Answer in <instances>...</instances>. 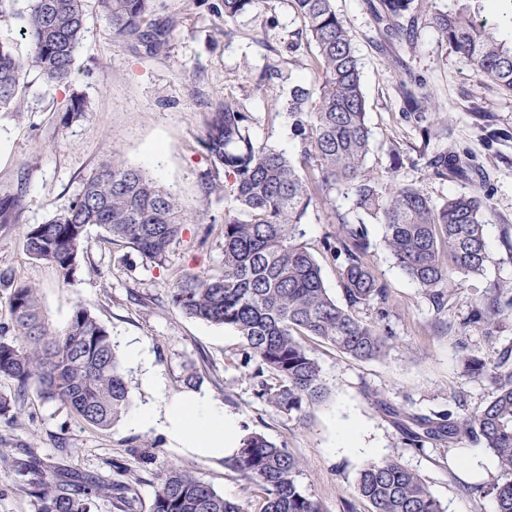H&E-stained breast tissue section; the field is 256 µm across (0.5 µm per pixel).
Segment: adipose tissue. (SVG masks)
I'll list each match as a JSON object with an SVG mask.
<instances>
[{"mask_svg": "<svg viewBox=\"0 0 512 512\" xmlns=\"http://www.w3.org/2000/svg\"><path fill=\"white\" fill-rule=\"evenodd\" d=\"M131 422L142 428L162 427L175 448L222 454L232 450V428L223 405L201 394L168 403L161 411L137 408Z\"/></svg>", "mask_w": 512, "mask_h": 512, "instance_id": "ef3b65f1", "label": "adipose tissue"}]
</instances>
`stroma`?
Returning <instances> with one entry per match:
<instances>
[{"label": "stroma", "mask_w": 512, "mask_h": 512, "mask_svg": "<svg viewBox=\"0 0 512 512\" xmlns=\"http://www.w3.org/2000/svg\"><path fill=\"white\" fill-rule=\"evenodd\" d=\"M221 7V0H157L154 20L170 24L171 30L166 53L156 56L89 18L67 83L50 86L36 72L24 75L23 112L0 111V198L23 193L18 207L0 214V269H12L18 280L39 288L44 317L55 331L65 330L80 304L108 326L120 355L133 344L148 352L159 383L148 384L142 366L127 363L134 404L162 406L202 393L223 404L235 437L257 432L285 444L303 458L301 483L324 512H368L367 503L352 498L351 485L366 459L382 457L398 458L424 477L445 512H494L492 496L465 489L467 445H405L363 392L379 390L421 414L457 415L487 402L488 389L463 375L460 356L512 347V322L491 346L484 329L469 321L487 288L512 281V94L480 82L427 22H420L412 37L390 40L369 0H335L360 59L372 132L368 167L380 181L395 177L435 199L480 191L492 210L485 228L488 258L483 276L460 280L445 311L438 312L381 246V226L370 224L376 245L372 262L392 299L386 325L398 342L386 358L363 362L313 342L329 393L303 419H291L257 399L243 379L240 340L231 329L186 317L169 303L173 270L212 273L223 258L224 240L208 227L223 224L232 198L205 197L201 186L211 167L199 143L208 103L239 102L251 116L250 134L257 144L292 154L297 144L283 106L295 85L316 86L305 67L310 47L299 35L301 23L289 0H266L263 8L238 16L229 26ZM268 69L272 78L257 88ZM414 77L424 80L443 117L431 128L433 144L465 153L478 168L479 181L428 178L422 124L407 110L402 94L404 82ZM74 98L83 99L86 110L64 121L63 109ZM274 107L280 114L272 121L268 114ZM478 111L489 113L490 121L475 119ZM114 155L170 188L200 218L185 226L180 245L161 266L89 227L88 249L70 282L61 283L51 265L26 253L24 233L28 225L67 210L85 176ZM331 210L309 212L304 229L324 282L338 298V264L323 255L320 245L336 227ZM191 372L197 376L192 386L185 382ZM29 448L47 464L99 479L126 474L135 490L133 512H150L156 475L172 464L190 469L227 499L248 496L244 481L225 467L223 457L177 451L164 432L136 427L126 418L104 430L85 425L34 389L21 415L0 418V450Z\"/></svg>", "instance_id": "obj_1"}]
</instances>
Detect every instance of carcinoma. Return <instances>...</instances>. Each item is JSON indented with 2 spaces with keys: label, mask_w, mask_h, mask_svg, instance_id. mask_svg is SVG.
Instances as JSON below:
<instances>
[{
  "label": "carcinoma",
  "mask_w": 512,
  "mask_h": 512,
  "mask_svg": "<svg viewBox=\"0 0 512 512\" xmlns=\"http://www.w3.org/2000/svg\"><path fill=\"white\" fill-rule=\"evenodd\" d=\"M17 0H0V18L14 17L28 42L26 55L0 41V110H20L21 77L34 70L49 85L65 83L73 71L87 28L86 0H30L17 12ZM156 0H94L97 16L112 35L142 40L152 55L167 47L165 32L153 27ZM314 51L307 70L316 93L294 87L288 118L298 143L294 156L253 142L250 116L233 100L209 106L199 138L212 170L203 178L205 196L232 194L235 207L224 211V260L219 271L172 272L170 303L183 315L234 330L241 342L244 377L256 397L290 419L323 402L329 387L308 341L335 347L357 361L379 360L393 334L361 317L373 310L385 317L390 294L371 262L373 243L366 215L382 226L384 249L437 310L455 294L456 279L481 276L488 258L485 226L489 209L476 194H451L440 200L414 184L384 186L366 166L371 130L359 59L334 0H289ZM446 11L435 0H380L378 19L394 35L412 32L427 17L448 47L476 76L512 92V38L478 20L460 3ZM266 0H222L224 25ZM416 112L431 111L430 92L409 93ZM427 176L445 181L468 169L466 157L452 149L425 153ZM224 171L229 184L218 182ZM351 207L335 212L336 230L323 237V254L339 262L343 302L326 288L321 266L302 241L309 209L333 204L336 195ZM192 221L173 191L143 169L117 156L82 182L69 208L24 234L26 252L54 265L70 281L86 244V228L96 225L106 237L123 240L154 264L165 262ZM10 289V323L0 325V378L13 389L0 391V417L18 413L31 388L85 423L107 428L127 415L130 387L109 328L81 305L73 308L65 331L45 323L39 289L0 270V288ZM512 283L488 289L470 323L488 332L512 316ZM463 372L490 390L483 409L455 419L446 413L422 415L389 402L373 389L366 398L384 411L403 439L415 448L450 447L472 442L491 450L504 477L490 487L495 512H512V351L494 361L476 355L463 360ZM224 462L256 493L260 506L224 498L192 471L171 464L157 474L150 512H323L302 485L303 460L286 446L258 433L239 440ZM0 465L13 472L34 512H95L107 498L129 512L132 484L123 479L86 478L75 470L45 464L32 451L0 452ZM353 497L370 512H444L426 481L398 459H369L357 471Z\"/></svg>",
  "instance_id": "obj_1"
}]
</instances>
